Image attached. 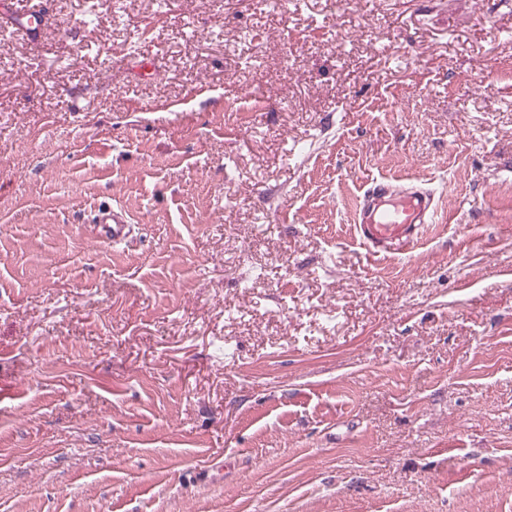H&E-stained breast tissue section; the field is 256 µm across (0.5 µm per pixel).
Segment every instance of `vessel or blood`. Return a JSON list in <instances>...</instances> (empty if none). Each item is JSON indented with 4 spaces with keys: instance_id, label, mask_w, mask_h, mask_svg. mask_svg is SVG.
<instances>
[{
    "instance_id": "b4317fda",
    "label": "vessel or blood",
    "mask_w": 512,
    "mask_h": 512,
    "mask_svg": "<svg viewBox=\"0 0 512 512\" xmlns=\"http://www.w3.org/2000/svg\"><path fill=\"white\" fill-rule=\"evenodd\" d=\"M46 30L42 11L33 10L17 16L14 32L17 36L35 41ZM437 206L433 194L405 184L403 179L391 178L371 182L356 205V222L363 243L376 244L385 240V228L404 227L408 234L434 223ZM96 223L107 226L108 238L113 245L126 241L128 219L122 210L112 206L99 207Z\"/></svg>"
}]
</instances>
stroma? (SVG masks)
<instances>
[{
  "label": "stroma",
  "instance_id": "35a3bbf8",
  "mask_svg": "<svg viewBox=\"0 0 512 512\" xmlns=\"http://www.w3.org/2000/svg\"><path fill=\"white\" fill-rule=\"evenodd\" d=\"M44 4L0 16V512H512V7ZM392 176L437 221L371 249ZM13 24V33L31 41L40 39L46 30L44 14L40 9L17 16ZM407 178L372 181L356 205V224L364 244L387 239L381 230L391 225L403 226L407 242L414 243L415 232L425 224L435 223L437 206L434 195L412 185ZM94 224H102L108 228V238L113 246L122 245L126 242V224L128 219L122 210L112 208V206H99L95 215ZM112 224V227L109 225Z\"/></svg>",
  "mask_w": 512,
  "mask_h": 512
}]
</instances>
